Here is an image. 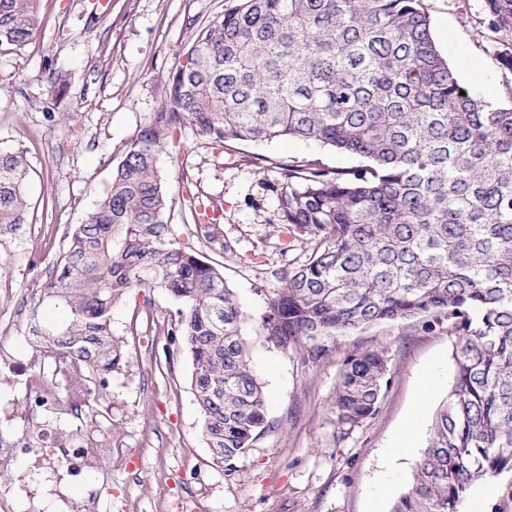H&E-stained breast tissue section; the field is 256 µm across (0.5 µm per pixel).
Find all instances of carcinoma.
Listing matches in <instances>:
<instances>
[{
  "label": "carcinoma",
  "instance_id": "carcinoma-1",
  "mask_svg": "<svg viewBox=\"0 0 512 512\" xmlns=\"http://www.w3.org/2000/svg\"><path fill=\"white\" fill-rule=\"evenodd\" d=\"M40 0H0V45L21 50ZM481 23L512 37V0H484ZM220 144L312 141L364 164L279 165L283 223L309 233L282 273L261 338L277 348L430 316L456 336L455 377L428 445L391 512H460L488 474L512 470V106L459 81L422 0H235L197 30L169 77L162 111L133 139L86 221L31 299L33 350L87 370L119 364L112 307L134 288L179 305L170 335L192 361L203 436L227 465L265 424L262 387L241 336L243 313L214 264L167 241L156 161L182 123ZM23 153L0 148V237L27 223ZM52 304L67 313L43 318ZM388 383L374 351L348 357L336 391L343 427L376 411Z\"/></svg>",
  "mask_w": 512,
  "mask_h": 512
}]
</instances>
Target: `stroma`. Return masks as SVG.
Instances as JSON below:
<instances>
[{"label": "stroma", "instance_id": "stroma-1", "mask_svg": "<svg viewBox=\"0 0 512 512\" xmlns=\"http://www.w3.org/2000/svg\"><path fill=\"white\" fill-rule=\"evenodd\" d=\"M231 0H41V25L21 50L0 46V147L29 165L26 225L0 239V435L27 426L36 383L50 381L54 359L33 351L30 312L18 303L38 288L62 252L67 230L83 223L107 190L129 142L161 111L171 72L196 26ZM434 37L462 83L495 106L512 105V72L480 24L483 0H423ZM65 75L57 91L52 73ZM320 159L344 169L360 157L294 139L223 148L191 125L173 130L157 159L167 188L168 239L219 266L244 314L241 334L265 396L263 431L244 455L215 463L202 434L191 386L192 362L167 327L176 303L159 288L134 289L112 309V334L125 359L103 392L108 418L81 432L97 444L104 428L139 473L102 462L73 476L41 453L0 470L13 483V512H156L182 489L196 512H390L383 486L404 491L429 438L434 410L453 382L456 338L447 322L415 318L322 339L326 353L282 350L258 334L280 272L303 261L308 234L282 223L278 164ZM221 214L220 243L197 231L194 212ZM373 350L387 362L388 385L376 412L351 430L336 417V388L347 358ZM431 400L420 404L424 376ZM409 442L391 457L390 448Z\"/></svg>", "mask_w": 512, "mask_h": 512}]
</instances>
